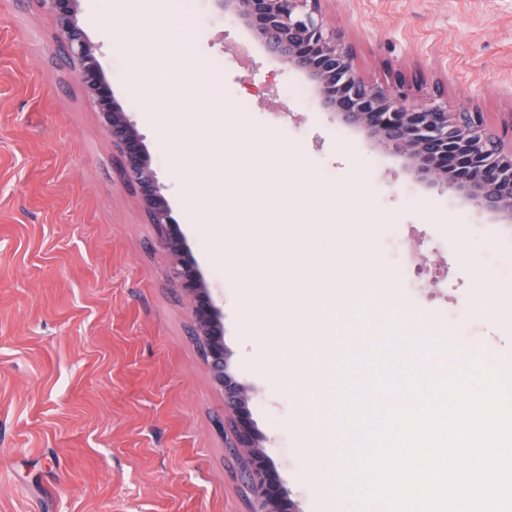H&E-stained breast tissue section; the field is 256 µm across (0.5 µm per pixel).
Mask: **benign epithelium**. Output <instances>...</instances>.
<instances>
[{
    "mask_svg": "<svg viewBox=\"0 0 512 512\" xmlns=\"http://www.w3.org/2000/svg\"><path fill=\"white\" fill-rule=\"evenodd\" d=\"M37 2L53 18L84 97L120 154L124 183L155 226L156 243L169 258V277L189 305L211 382L224 394L225 447L239 460L250 512H299L262 445L246 390L229 369L224 313L172 215L144 136L116 100L97 58L99 46L85 35L79 0ZM216 2L225 18L243 24L269 53L307 78L318 107L404 157L415 179L450 182L512 219V120L501 133H489L481 112H453L435 98L409 101L401 75L391 86L365 81L354 68L351 46L324 20L321 0Z\"/></svg>",
    "mask_w": 512,
    "mask_h": 512,
    "instance_id": "obj_1",
    "label": "benign epithelium"
}]
</instances>
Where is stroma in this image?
I'll return each mask as SVG.
<instances>
[{
  "mask_svg": "<svg viewBox=\"0 0 512 512\" xmlns=\"http://www.w3.org/2000/svg\"><path fill=\"white\" fill-rule=\"evenodd\" d=\"M185 2L175 22L223 111L274 131L317 175L287 199L259 189L232 200L225 219L253 225L250 240L212 237L185 207L156 127L127 94L130 50L114 44V19L96 14L97 0H81L80 19L224 310L229 366L284 487L300 512H346L370 486L348 451L370 447L405 372L432 384L462 346L487 339L512 358L502 298L512 268L498 261L512 254V221L448 184L416 181L402 157L313 106L305 76L225 22L216 0ZM322 10L365 81L403 74L415 99L470 107L492 131L512 117V0H323ZM353 180L369 193L330 196ZM367 222L371 251L398 271L384 291L417 323L374 318L367 302L343 310L326 335L335 363L302 394L276 390L240 322L225 252L259 285L326 288L337 271L288 252L290 228L353 254L348 229ZM192 327L52 17L35 0H0V512H249L224 446V397ZM306 409L333 420L329 441L348 466L323 495L313 490L321 460L297 426Z\"/></svg>",
  "mask_w": 512,
  "mask_h": 512,
  "instance_id": "1",
  "label": "stroma"
}]
</instances>
